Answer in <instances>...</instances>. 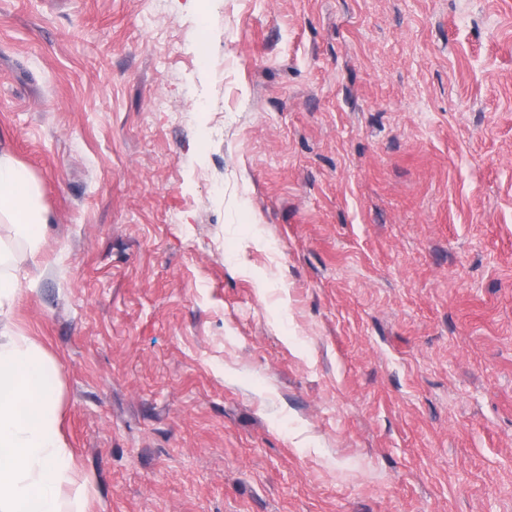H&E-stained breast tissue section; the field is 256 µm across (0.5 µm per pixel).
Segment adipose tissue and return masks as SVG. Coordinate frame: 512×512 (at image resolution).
I'll return each instance as SVG.
<instances>
[{"mask_svg":"<svg viewBox=\"0 0 512 512\" xmlns=\"http://www.w3.org/2000/svg\"><path fill=\"white\" fill-rule=\"evenodd\" d=\"M15 240L37 251L48 219L29 173L0 147V218ZM52 374L24 335L0 340V512H85L86 486L60 431Z\"/></svg>","mask_w":512,"mask_h":512,"instance_id":"ef3b65f1","label":"adipose tissue"}]
</instances>
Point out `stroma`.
Wrapping results in <instances>:
<instances>
[{
	"label": "stroma",
	"mask_w": 512,
	"mask_h": 512,
	"mask_svg": "<svg viewBox=\"0 0 512 512\" xmlns=\"http://www.w3.org/2000/svg\"><path fill=\"white\" fill-rule=\"evenodd\" d=\"M0 141L86 512H512V0H0ZM2 217L11 224L13 238L25 243L35 256L48 219L29 173L6 147H0L1 220Z\"/></svg>",
	"instance_id": "35a3bbf8"
}]
</instances>
